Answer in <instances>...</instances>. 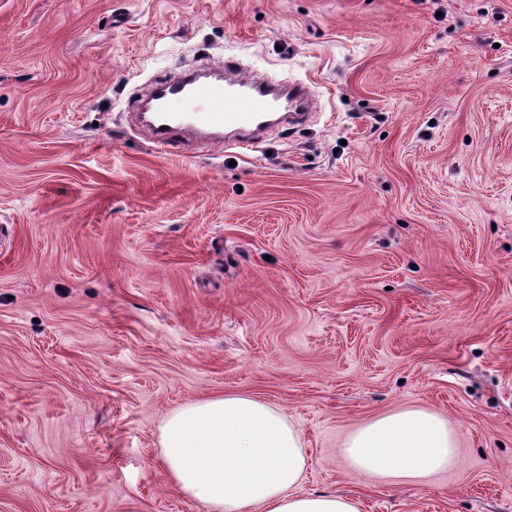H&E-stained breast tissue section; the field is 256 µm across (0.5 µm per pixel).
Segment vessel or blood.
Returning a JSON list of instances; mask_svg holds the SVG:
<instances>
[{
	"mask_svg": "<svg viewBox=\"0 0 512 512\" xmlns=\"http://www.w3.org/2000/svg\"><path fill=\"white\" fill-rule=\"evenodd\" d=\"M213 71L211 79L187 70L153 83L146 127L156 146L182 149V134L193 133L207 145L251 151L272 129L301 124L309 115L312 97L304 83L275 82L236 61Z\"/></svg>",
	"mask_w": 512,
	"mask_h": 512,
	"instance_id": "b4317fda",
	"label": "vessel or blood"
}]
</instances>
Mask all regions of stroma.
<instances>
[{
	"label": "stroma",
	"instance_id": "stroma-1",
	"mask_svg": "<svg viewBox=\"0 0 512 512\" xmlns=\"http://www.w3.org/2000/svg\"><path fill=\"white\" fill-rule=\"evenodd\" d=\"M234 58L313 91L258 151L167 152L152 80ZM236 394L303 493L512 512V0H0V512H205L161 425ZM448 420L457 460L343 443ZM456 448L448 421L415 409L361 425L347 437L343 454L353 468L369 476L421 479L453 464Z\"/></svg>",
	"mask_w": 512,
	"mask_h": 512
}]
</instances>
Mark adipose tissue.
<instances>
[{
    "mask_svg": "<svg viewBox=\"0 0 512 512\" xmlns=\"http://www.w3.org/2000/svg\"><path fill=\"white\" fill-rule=\"evenodd\" d=\"M162 447L173 484L205 512H359L349 498L297 493L307 468L301 431L261 400L224 395L176 407ZM343 454L369 476L421 479L454 463L456 438L436 413L407 410L355 429Z\"/></svg>",
    "mask_w": 512,
    "mask_h": 512,
    "instance_id": "obj_1",
    "label": "adipose tissue"
}]
</instances>
